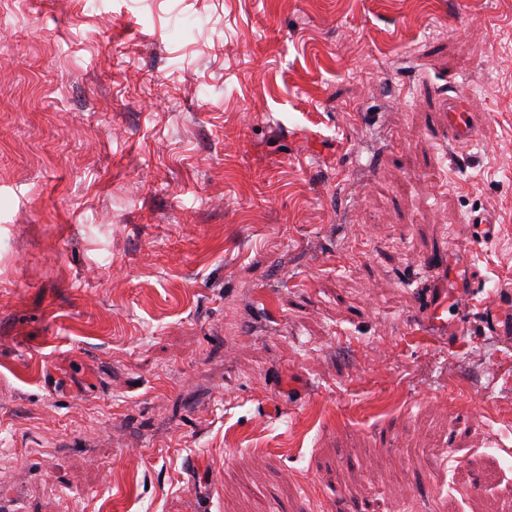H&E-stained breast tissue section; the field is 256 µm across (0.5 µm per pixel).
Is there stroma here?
Here are the masks:
<instances>
[{"instance_id": "stroma-1", "label": "stroma", "mask_w": 512, "mask_h": 512, "mask_svg": "<svg viewBox=\"0 0 512 512\" xmlns=\"http://www.w3.org/2000/svg\"><path fill=\"white\" fill-rule=\"evenodd\" d=\"M509 287L512 0H0V512H505ZM430 132L441 142L468 145L480 138L482 126L467 111L463 100L448 94V128L435 127ZM511 294L510 293H499L496 297V300L490 302L488 305L484 306V323L486 325H490L495 331H499L503 334L508 333L509 324L505 326H499V323L506 319V312L512 315V306H511Z\"/></svg>"}]
</instances>
